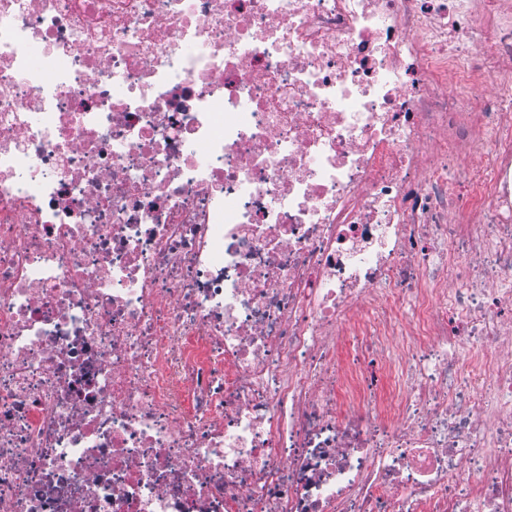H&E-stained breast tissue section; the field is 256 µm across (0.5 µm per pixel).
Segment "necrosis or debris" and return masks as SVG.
<instances>
[{
  "label": "necrosis or debris",
  "instance_id": "4bbe7bcc",
  "mask_svg": "<svg viewBox=\"0 0 512 512\" xmlns=\"http://www.w3.org/2000/svg\"><path fill=\"white\" fill-rule=\"evenodd\" d=\"M0 512H512V0H0Z\"/></svg>",
  "mask_w": 512,
  "mask_h": 512
}]
</instances>
